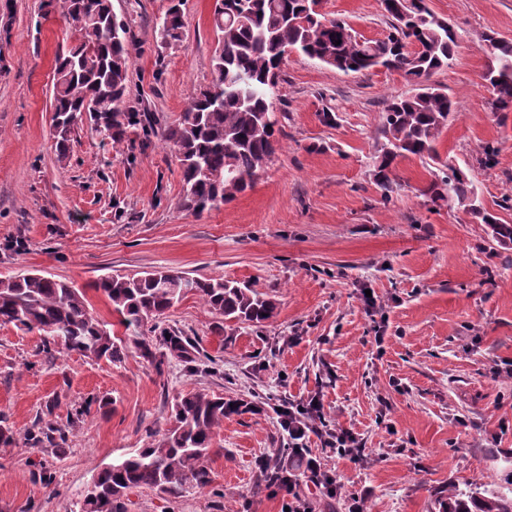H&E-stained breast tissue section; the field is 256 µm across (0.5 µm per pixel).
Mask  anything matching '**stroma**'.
I'll list each match as a JSON object with an SVG mask.
<instances>
[{"mask_svg": "<svg viewBox=\"0 0 512 512\" xmlns=\"http://www.w3.org/2000/svg\"><path fill=\"white\" fill-rule=\"evenodd\" d=\"M456 30L452 63L432 75L458 102L437 141L471 180L480 205L505 224L512 191V112H494L482 75L483 36L512 39V0H427ZM134 36L130 97L161 124L177 120L210 80L213 0H187L182 43L162 44L168 0H112ZM362 38L388 33L380 0H323ZM72 41L61 0H0V278L34 272L85 291L94 314L117 323L96 283L170 269L250 282L275 315L224 322L193 296L163 318L218 362L194 372L128 348L116 363L49 355L39 332L0 326V418L19 434L35 421L67 430L61 448L0 446V512H81L96 471L170 425L181 393L240 396L209 462L213 481L179 498L138 488L125 512H280L259 481L260 460L288 453L282 401L322 393L328 419L365 443L360 459L310 439L338 486L308 485L316 512H447L450 488L512 490V245L491 239L467 208L422 190L437 165L399 160L402 187L383 199L371 155L390 97L412 92L401 73H345L296 54L283 66L276 106L282 148L254 187L202 215L183 210L181 172L159 138L121 148L84 126L66 164L51 123L56 57ZM330 106L336 126L318 114ZM494 147L486 158V147ZM371 289L379 312L367 311ZM383 343H376V334Z\"/></svg>", "mask_w": 512, "mask_h": 512, "instance_id": "stroma-1", "label": "stroma"}]
</instances>
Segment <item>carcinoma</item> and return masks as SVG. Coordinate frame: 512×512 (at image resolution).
<instances>
[{
    "instance_id": "obj_1",
    "label": "carcinoma",
    "mask_w": 512,
    "mask_h": 512,
    "mask_svg": "<svg viewBox=\"0 0 512 512\" xmlns=\"http://www.w3.org/2000/svg\"><path fill=\"white\" fill-rule=\"evenodd\" d=\"M186 0H171L160 22L166 46L183 41ZM315 0H214L213 25L218 47L211 80L189 100L180 118L158 127L155 115L131 103L130 27L113 10L112 0H63V16L75 45L60 55L55 69L52 126L57 161L65 162L79 125L113 145L130 135H160L175 154L182 175L180 207L196 215L220 207L252 188L280 148L277 113L271 96L281 80L285 48L343 72L385 67L415 85L385 105L372 155L373 176L384 198L396 185V161L410 155L440 163L435 142L448 126L456 102L447 89L429 82L454 60L457 34L426 0H381L388 34L378 40L357 36L341 18L328 19L312 8ZM340 44H335V41ZM493 63L483 75L494 112L512 111V40L485 35ZM423 194L434 200L471 207L491 238L512 244V224H503L473 204L466 175L441 163L440 173ZM112 306L126 336L116 337L109 323L94 315L85 292L74 284L27 273L0 279V325L44 334V349L57 348L85 358L115 362L132 345L155 359L149 332L170 356L194 362L190 340L172 327H160L167 311L189 295L228 322L262 323L275 314V303L248 282L189 277L173 270L138 276L112 275L95 285ZM251 409L238 397L205 391L178 396L173 424L144 448L97 472L99 493L83 500L82 512H125L123 497L148 488L179 498L212 482L209 461L224 418ZM24 440L59 448L65 430L52 425ZM449 512H512V495H480L450 490Z\"/></svg>"
}]
</instances>
